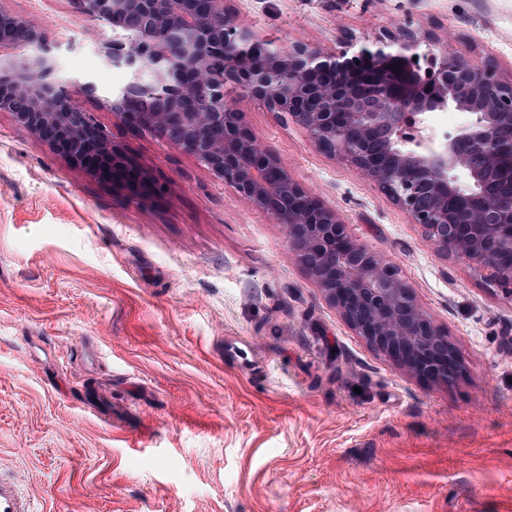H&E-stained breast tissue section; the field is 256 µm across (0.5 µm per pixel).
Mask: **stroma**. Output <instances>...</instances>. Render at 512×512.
<instances>
[{"instance_id": "35a3bbf8", "label": "stroma", "mask_w": 512, "mask_h": 512, "mask_svg": "<svg viewBox=\"0 0 512 512\" xmlns=\"http://www.w3.org/2000/svg\"><path fill=\"white\" fill-rule=\"evenodd\" d=\"M99 92L120 39L71 0H0ZM259 39L336 52L408 27L512 80V0H224ZM247 125L453 341V383L356 334L281 225L83 94L166 187L129 196L0 112V476L35 512H512V298L383 189L233 88Z\"/></svg>"}]
</instances>
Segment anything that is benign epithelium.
<instances>
[{"label": "benign epithelium", "instance_id": "obj_1", "mask_svg": "<svg viewBox=\"0 0 512 512\" xmlns=\"http://www.w3.org/2000/svg\"><path fill=\"white\" fill-rule=\"evenodd\" d=\"M79 9L124 33L98 54L136 81L100 104L122 124L147 130L195 157L280 224L288 248L358 335L428 382L455 381L456 347L421 310L395 270L351 239L326 207L295 182L228 99L230 86L287 114L319 148L379 183L439 250L489 272L512 297V192L490 193L512 156V81L499 79L446 38L435 43V73L413 58L424 36L398 28L353 53L260 41L236 24L224 0H76ZM49 35L0 10V112L25 132L133 195L159 192L125 160L110 132L72 96ZM473 119L442 138L417 127L429 112ZM481 163L474 162V156Z\"/></svg>", "mask_w": 512, "mask_h": 512}]
</instances>
